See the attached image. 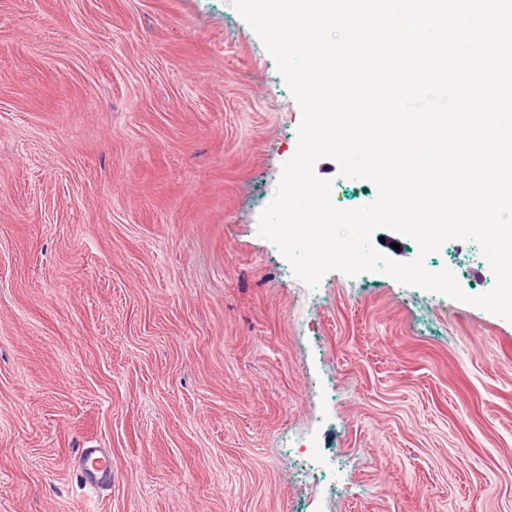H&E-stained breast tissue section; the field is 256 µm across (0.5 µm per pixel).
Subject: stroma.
<instances>
[{
  "label": "stroma",
  "instance_id": "stroma-1",
  "mask_svg": "<svg viewBox=\"0 0 512 512\" xmlns=\"http://www.w3.org/2000/svg\"><path fill=\"white\" fill-rule=\"evenodd\" d=\"M301 121L229 0H0V512H512V321L259 235ZM80 474L85 486L103 488L112 482V456L105 448H85L81 453Z\"/></svg>",
  "mask_w": 512,
  "mask_h": 512
}]
</instances>
